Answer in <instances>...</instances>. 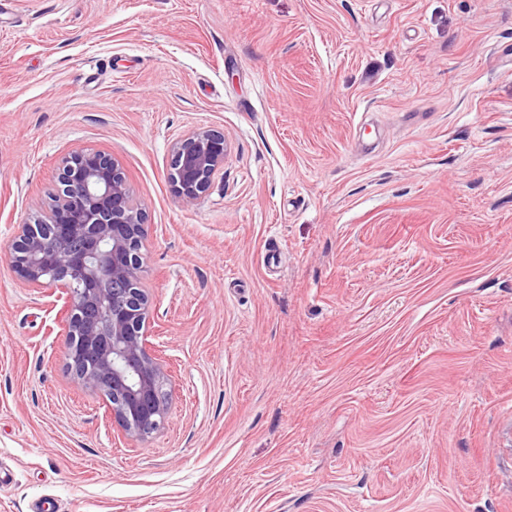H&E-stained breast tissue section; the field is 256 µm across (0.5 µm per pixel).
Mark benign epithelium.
Wrapping results in <instances>:
<instances>
[{"mask_svg":"<svg viewBox=\"0 0 512 512\" xmlns=\"http://www.w3.org/2000/svg\"><path fill=\"white\" fill-rule=\"evenodd\" d=\"M226 152L224 133L214 129L172 143L169 180L184 204L209 190ZM145 226L119 162L83 149L60 159L53 203L16 225L9 249L12 268L30 286L64 290V359L74 383L100 394L124 435L141 441L164 425L171 383L150 341Z\"/></svg>","mask_w":512,"mask_h":512,"instance_id":"7a95c632","label":"benign epithelium"}]
</instances>
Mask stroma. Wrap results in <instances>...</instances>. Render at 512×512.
<instances>
[{
	"mask_svg": "<svg viewBox=\"0 0 512 512\" xmlns=\"http://www.w3.org/2000/svg\"><path fill=\"white\" fill-rule=\"evenodd\" d=\"M86 148L147 217L143 442L7 258ZM0 472V512H512V0H0ZM170 150V183L184 204H193L209 190L215 174L224 166V133L195 129L175 140Z\"/></svg>",
	"mask_w": 512,
	"mask_h": 512,
	"instance_id": "stroma-1",
	"label": "stroma"
}]
</instances>
